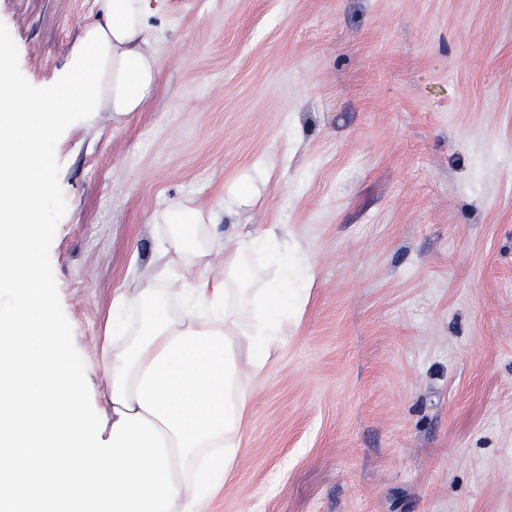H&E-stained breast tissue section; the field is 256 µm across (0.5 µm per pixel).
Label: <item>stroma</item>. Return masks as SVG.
<instances>
[{
	"mask_svg": "<svg viewBox=\"0 0 512 512\" xmlns=\"http://www.w3.org/2000/svg\"><path fill=\"white\" fill-rule=\"evenodd\" d=\"M102 7L0 0L17 79L42 93ZM147 26L142 109L51 150L40 278L90 417L112 295L186 201L313 264L210 512H512V0H151Z\"/></svg>",
	"mask_w": 512,
	"mask_h": 512,
	"instance_id": "1",
	"label": "stroma"
}]
</instances>
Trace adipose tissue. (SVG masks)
<instances>
[{"label":"adipose tissue","mask_w":512,"mask_h":512,"mask_svg":"<svg viewBox=\"0 0 512 512\" xmlns=\"http://www.w3.org/2000/svg\"><path fill=\"white\" fill-rule=\"evenodd\" d=\"M149 0H104L45 96L0 51V512H209L234 477L251 405L289 324L309 299L313 266L287 225L240 229L172 204L148 260L112 298L110 424L86 414L88 390L59 341L39 277L46 174L62 123L139 111L160 66L147 53ZM220 263L219 278L208 274ZM199 269L185 279L187 269Z\"/></svg>","instance_id":"adipose-tissue-1"}]
</instances>
